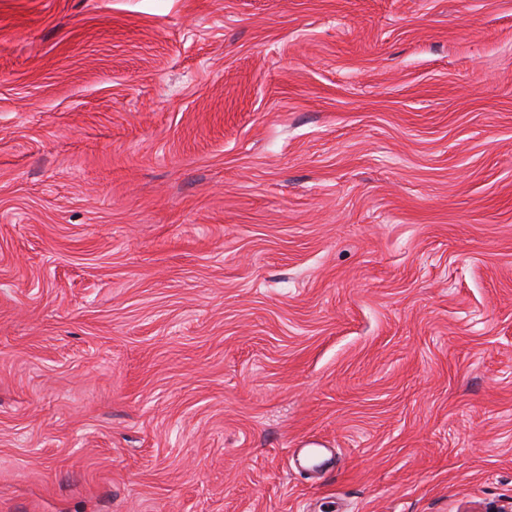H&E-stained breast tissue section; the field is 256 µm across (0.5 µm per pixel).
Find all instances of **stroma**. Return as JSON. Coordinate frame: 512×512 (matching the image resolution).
Instances as JSON below:
<instances>
[{
	"instance_id": "35a3bbf8",
	"label": "stroma",
	"mask_w": 512,
	"mask_h": 512,
	"mask_svg": "<svg viewBox=\"0 0 512 512\" xmlns=\"http://www.w3.org/2000/svg\"><path fill=\"white\" fill-rule=\"evenodd\" d=\"M512 507V0H0V512Z\"/></svg>"
}]
</instances>
